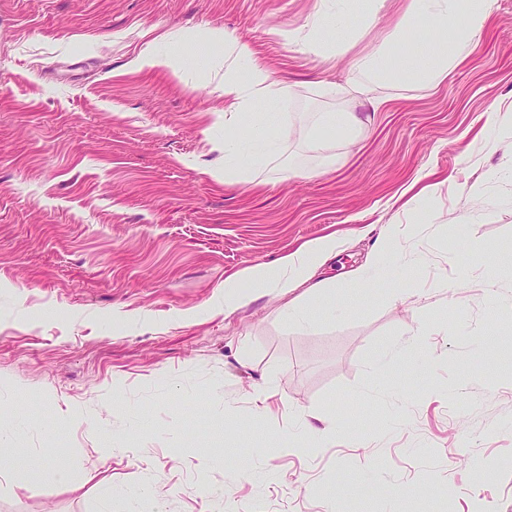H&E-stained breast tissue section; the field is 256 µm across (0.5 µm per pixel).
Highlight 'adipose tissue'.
Here are the masks:
<instances>
[{"mask_svg":"<svg viewBox=\"0 0 512 512\" xmlns=\"http://www.w3.org/2000/svg\"><path fill=\"white\" fill-rule=\"evenodd\" d=\"M330 2L319 0L316 12L306 24L289 33V45L310 50L335 45L337 27L328 9ZM493 5L494 0H407L404 10L394 20V66L385 65L381 57L375 55H357L352 67L360 78L353 82V90L365 94L370 92L372 83L396 76L428 86L441 84L476 47L489 25ZM215 43L224 49V127L228 130L248 129L259 134L251 153L244 159L238 156V140L225 139L224 179L229 182L246 178L258 159L278 149L277 141L260 135L269 123L265 107L271 101L292 97L294 88L273 81L269 69L234 32H210L198 43L200 53H208ZM243 60L248 61L249 66L242 70L238 64ZM335 249V240L319 238L281 258L278 270L259 264L249 270L247 278L257 288L286 298V316L301 326L310 327L314 324L313 318L298 301L292 300L291 294L309 283L314 291L321 293L326 312L341 309V302L326 292L324 282L316 278L319 268ZM18 471L26 473L30 482L41 489L64 482L69 477L68 470L52 455L32 456L23 448L0 453V476L7 477Z\"/></svg>","mask_w":512,"mask_h":512,"instance_id":"1","label":"adipose tissue"}]
</instances>
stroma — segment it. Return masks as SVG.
Here are the masks:
<instances>
[{
    "mask_svg": "<svg viewBox=\"0 0 512 512\" xmlns=\"http://www.w3.org/2000/svg\"><path fill=\"white\" fill-rule=\"evenodd\" d=\"M316 5L0 0V446L24 414V447L70 472L48 495L15 473L0 512H100L92 471L112 512H208L215 489L226 512H512V0L439 87L367 97L353 52L289 46ZM220 29L295 88L280 148L232 184L221 50L180 79L137 65ZM324 112L360 119L327 170L288 132ZM322 237L345 307L311 298L306 329L246 274ZM369 261L390 278L349 284ZM331 419L326 448L299 426Z\"/></svg>",
    "mask_w": 512,
    "mask_h": 512,
    "instance_id": "obj_1",
    "label": "stroma"
}]
</instances>
